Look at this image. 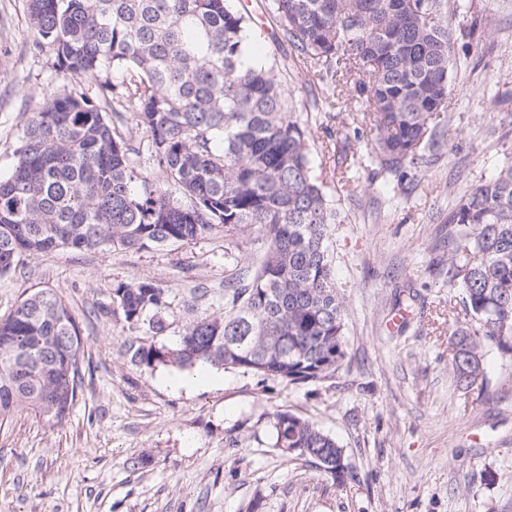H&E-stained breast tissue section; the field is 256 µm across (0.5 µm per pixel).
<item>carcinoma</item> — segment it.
I'll return each instance as SVG.
<instances>
[{
  "instance_id": "obj_1",
  "label": "carcinoma",
  "mask_w": 512,
  "mask_h": 512,
  "mask_svg": "<svg viewBox=\"0 0 512 512\" xmlns=\"http://www.w3.org/2000/svg\"><path fill=\"white\" fill-rule=\"evenodd\" d=\"M447 0H268L307 72L348 80L361 99L355 131L372 133L371 159L401 173L441 147L453 79ZM30 21L71 84L29 119L10 176L0 179V275L21 257L57 247L126 251L187 243L219 229L266 240L249 282L224 281V316L193 322L179 347H139L140 361L240 368L290 384L334 373L347 355L329 226L335 200L314 174L309 120L280 70L249 54L253 17L243 0H29ZM179 187L174 197L136 169L140 148L122 112ZM343 191L356 180L336 145L320 165ZM448 283L470 324L451 338L448 367L463 389L484 381L482 348L512 351V165L448 211ZM114 310L164 329L167 295L121 282ZM84 341L68 301L29 294L0 319V420L22 408L63 421L81 385ZM274 444L330 474L343 448L309 420L272 416Z\"/></svg>"
}]
</instances>
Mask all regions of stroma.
<instances>
[{"mask_svg": "<svg viewBox=\"0 0 512 512\" xmlns=\"http://www.w3.org/2000/svg\"><path fill=\"white\" fill-rule=\"evenodd\" d=\"M479 26L455 37L445 143L425 170L397 178L359 147L358 184L336 195L330 227L345 301L347 356L305 385L196 365L212 380L170 387L181 370L134 359L176 347L224 313V279L254 267L258 231H216L138 252L57 248L0 277V318L51 288L84 338L82 384L65 420L21 409L0 423V512H512V353L485 346V387L461 392L448 369L462 295L441 270L454 200L512 162V0H451ZM28 0H0V175L24 126L66 84L36 51ZM354 92L336 94L315 140L343 139ZM150 281L168 305L163 332L112 311V287ZM290 412L344 450L341 478L284 457L270 419Z\"/></svg>", "mask_w": 512, "mask_h": 512, "instance_id": "stroma-1", "label": "stroma"}]
</instances>
